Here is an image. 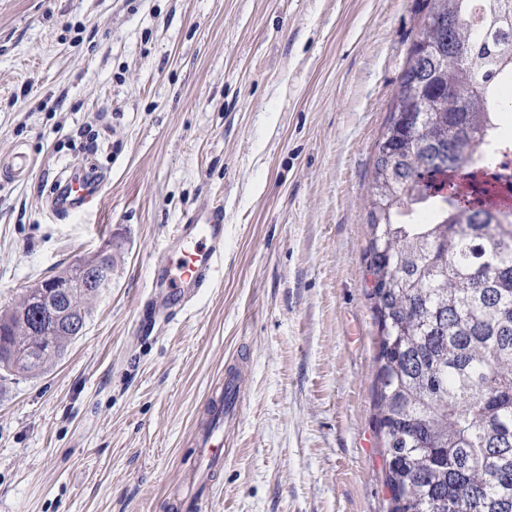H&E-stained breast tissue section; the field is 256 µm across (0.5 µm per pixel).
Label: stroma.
Here are the masks:
<instances>
[{"label":"stroma","instance_id":"stroma-1","mask_svg":"<svg viewBox=\"0 0 512 512\" xmlns=\"http://www.w3.org/2000/svg\"><path fill=\"white\" fill-rule=\"evenodd\" d=\"M427 0H0V311L112 247L86 332L0 378V512H179L194 434L239 372L197 512H387L369 298L373 148ZM102 184L52 213L62 176ZM224 206V273L143 322L159 251Z\"/></svg>","mask_w":512,"mask_h":512}]
</instances>
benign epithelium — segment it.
Listing matches in <instances>:
<instances>
[{
	"label": "benign epithelium",
	"mask_w": 512,
	"mask_h": 512,
	"mask_svg": "<svg viewBox=\"0 0 512 512\" xmlns=\"http://www.w3.org/2000/svg\"><path fill=\"white\" fill-rule=\"evenodd\" d=\"M112 245L100 248L93 256L82 259L70 271L54 277L46 284H40L27 291L22 305L33 307L41 304L36 312L37 320L47 324H64L72 330V335H84L87 319L83 311L76 309L71 303L75 289L82 288L91 294H98L112 284V267L109 257Z\"/></svg>",
	"instance_id": "7a95c632"
}]
</instances>
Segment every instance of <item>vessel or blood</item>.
<instances>
[{
	"instance_id": "obj_1",
	"label": "vessel or blood",
	"mask_w": 512,
	"mask_h": 512,
	"mask_svg": "<svg viewBox=\"0 0 512 512\" xmlns=\"http://www.w3.org/2000/svg\"><path fill=\"white\" fill-rule=\"evenodd\" d=\"M99 181L70 177L66 184V206L77 209L99 193ZM224 207H210L184 215L154 265L150 288L164 289L162 299L168 316H175L198 296L201 289L213 287L223 271ZM239 381L234 374L224 377V396L212 407L208 427L195 434L200 466L205 472L224 464V424L236 420Z\"/></svg>"
}]
</instances>
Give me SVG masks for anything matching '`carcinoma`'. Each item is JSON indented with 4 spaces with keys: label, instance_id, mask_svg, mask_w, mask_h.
<instances>
[{
    "label": "carcinoma",
    "instance_id": "obj_1",
    "mask_svg": "<svg viewBox=\"0 0 512 512\" xmlns=\"http://www.w3.org/2000/svg\"><path fill=\"white\" fill-rule=\"evenodd\" d=\"M374 145L369 294L388 512H512V214L442 195L438 175L485 156L512 76V0H429ZM18 308L0 313V368L36 375L51 351Z\"/></svg>",
    "mask_w": 512,
    "mask_h": 512
}]
</instances>
